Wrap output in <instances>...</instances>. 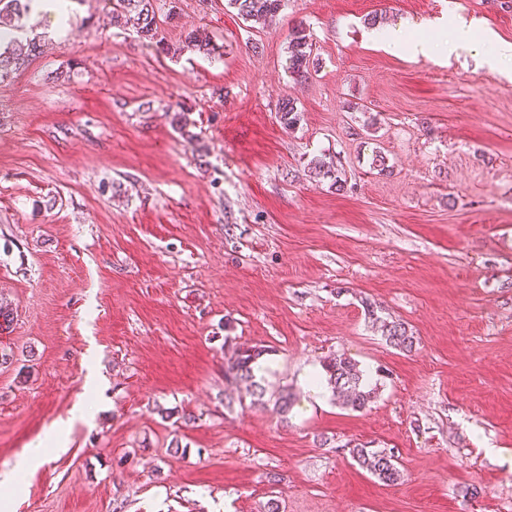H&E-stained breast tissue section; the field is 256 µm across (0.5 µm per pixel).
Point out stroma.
I'll list each match as a JSON object with an SVG mask.
<instances>
[{
  "mask_svg": "<svg viewBox=\"0 0 512 512\" xmlns=\"http://www.w3.org/2000/svg\"><path fill=\"white\" fill-rule=\"evenodd\" d=\"M68 5L62 28L32 9L41 52L0 80V512H512L491 454L512 451V61L487 62L512 0H286L252 28L226 0H160L156 43L108 0ZM374 14L473 43L395 53ZM299 25L321 62L302 83ZM195 30L215 54L185 49ZM228 345L265 348L287 418L237 405ZM335 352L375 388L365 409L309 391ZM306 32L307 28L300 25L293 28L289 34L286 69L295 81L307 78L310 65L313 69L318 66V63H314V59H311L312 42H310L309 33ZM376 322H380V330L386 341L391 346L402 352L411 353L415 348L417 338L408 329L406 323L401 320H381L377 318ZM351 458L362 469L386 485H396L403 478V471L398 463L385 451L369 450L368 448H353L349 451Z\"/></svg>",
  "mask_w": 512,
  "mask_h": 512,
  "instance_id": "stroma-1",
  "label": "stroma"
}]
</instances>
